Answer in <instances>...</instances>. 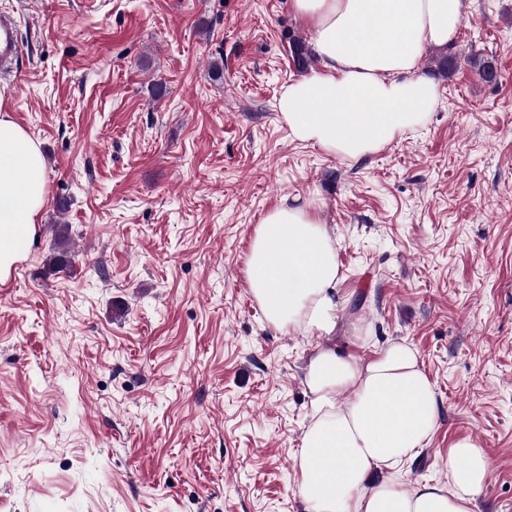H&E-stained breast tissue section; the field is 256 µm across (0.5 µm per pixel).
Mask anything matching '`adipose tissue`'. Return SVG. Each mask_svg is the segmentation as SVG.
<instances>
[{
  "label": "adipose tissue",
  "mask_w": 512,
  "mask_h": 512,
  "mask_svg": "<svg viewBox=\"0 0 512 512\" xmlns=\"http://www.w3.org/2000/svg\"><path fill=\"white\" fill-rule=\"evenodd\" d=\"M315 31L318 69L283 86L275 109L292 138L358 162L422 125L439 100L420 73L425 48L456 40L469 0H291ZM46 201L38 143L0 114V278L30 248ZM246 280L265 322L319 337L304 369L313 407L295 456L307 512H471L490 474L474 440L448 452V483L408 490L373 482L431 441L440 407L433 382L407 341L362 360L336 344L346 298L336 239L318 212L283 198L249 245Z\"/></svg>",
  "instance_id": "ef3b65f1"
}]
</instances>
